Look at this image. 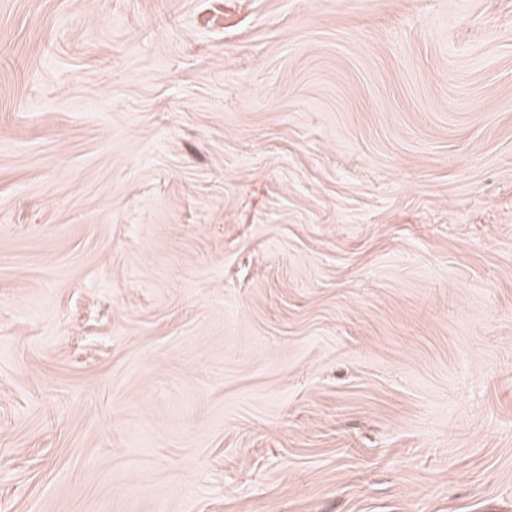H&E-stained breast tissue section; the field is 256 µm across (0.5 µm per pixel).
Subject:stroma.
<instances>
[{"instance_id": "obj_1", "label": "stroma", "mask_w": 512, "mask_h": 512, "mask_svg": "<svg viewBox=\"0 0 512 512\" xmlns=\"http://www.w3.org/2000/svg\"><path fill=\"white\" fill-rule=\"evenodd\" d=\"M0 512H512V0H0Z\"/></svg>"}]
</instances>
